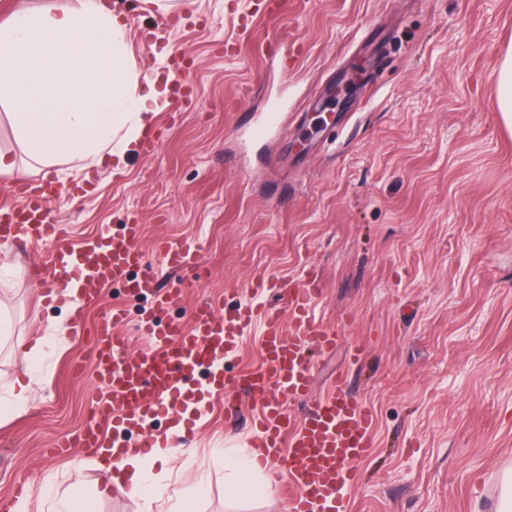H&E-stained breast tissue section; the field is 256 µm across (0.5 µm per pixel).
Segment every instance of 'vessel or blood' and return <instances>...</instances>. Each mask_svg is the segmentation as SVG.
<instances>
[{
    "instance_id": "1",
    "label": "vessel or blood",
    "mask_w": 512,
    "mask_h": 512,
    "mask_svg": "<svg viewBox=\"0 0 512 512\" xmlns=\"http://www.w3.org/2000/svg\"><path fill=\"white\" fill-rule=\"evenodd\" d=\"M12 192L23 202L0 201V242H56L49 265L36 271L49 286L48 300H63L64 288L77 281L88 300L112 283L129 295L147 296L154 302L152 313L138 325L146 349L129 352L118 336L122 312L98 321L89 358L102 394L88 406V425L57 440L54 455L74 448L91 452L110 448L121 444L128 429L143 428L161 415L179 416L197 394L191 379L204 371L207 391L222 394L228 407L238 406L244 398L256 409L253 448L260 463H282L279 488L289 512H347L351 466L370 453L374 417L350 393L345 377H338L331 394L312 391L313 351L335 350L340 339L338 331L323 324L312 310L320 295L315 272L299 281H253V291L278 290L276 306L227 307L208 299L194 307L190 324L163 321L160 313L174 303L178 292L162 288L147 263L141 247L142 224L129 220L120 233L99 236L75 250L64 243L62 225L52 221L43 188L16 185ZM201 253L200 243L173 239L165 243L162 258L169 270L182 271L198 266ZM257 324L262 327V365L223 375L219 361L234 354ZM293 403L306 405L302 418L289 414L287 407Z\"/></svg>"
}]
</instances>
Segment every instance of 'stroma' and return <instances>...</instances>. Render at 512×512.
I'll return each mask as SVG.
<instances>
[{"instance_id":"stroma-1","label":"stroma","mask_w":512,"mask_h":512,"mask_svg":"<svg viewBox=\"0 0 512 512\" xmlns=\"http://www.w3.org/2000/svg\"><path fill=\"white\" fill-rule=\"evenodd\" d=\"M265 0H117L140 70L191 66L193 105L149 116L154 156L103 164L37 166L0 176L10 185L49 178L61 191L54 223L80 248L143 224L142 247L176 302L163 319L189 323L203 298L277 305L252 294L257 277L288 281L316 270L315 315L338 330L317 356L312 386L339 374L375 413L374 446L353 466L348 512H495L512 466V135L497 106L495 72L512 42V0H288L276 21ZM170 47L156 58L153 47ZM361 71L344 109L338 82ZM284 104L282 130L245 142L242 127ZM203 243L193 270L173 273L157 251L169 239ZM54 245L0 247V307L12 334L0 351V400L22 374L25 350L73 312L43 301L33 274ZM151 300L118 285L83 304L87 324L119 309L132 334ZM362 348L352 359L353 348ZM86 340L48 346L27 405L0 413V496L26 479L29 512L58 499L98 496L99 512H145L112 471L72 449L45 450L82 430L97 388L75 372ZM188 453L155 465V480L191 499L193 512H287L277 491L236 495L225 458L250 450L242 422L206 397Z\"/></svg>"}]
</instances>
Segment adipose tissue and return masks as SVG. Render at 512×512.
Listing matches in <instances>:
<instances>
[{
    "instance_id": "adipose-tissue-1",
    "label": "adipose tissue",
    "mask_w": 512,
    "mask_h": 512,
    "mask_svg": "<svg viewBox=\"0 0 512 512\" xmlns=\"http://www.w3.org/2000/svg\"><path fill=\"white\" fill-rule=\"evenodd\" d=\"M167 93L156 80L141 79L124 15L105 0L49 2L0 23V102L9 105L15 137L35 164H124L149 114L168 106ZM184 451L169 440L144 453L129 450L118 462L128 496L173 501L188 512L179 491L149 474L151 465Z\"/></svg>"
}]
</instances>
